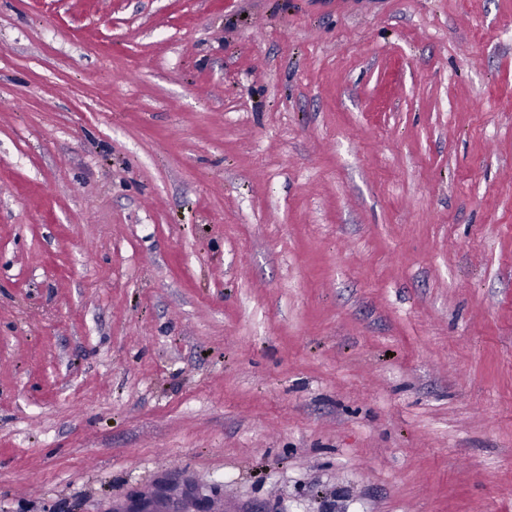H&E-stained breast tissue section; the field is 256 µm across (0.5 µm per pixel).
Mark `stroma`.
<instances>
[{
    "label": "stroma",
    "instance_id": "stroma-1",
    "mask_svg": "<svg viewBox=\"0 0 512 512\" xmlns=\"http://www.w3.org/2000/svg\"><path fill=\"white\" fill-rule=\"evenodd\" d=\"M512 512V0H0V512Z\"/></svg>",
    "mask_w": 512,
    "mask_h": 512
}]
</instances>
